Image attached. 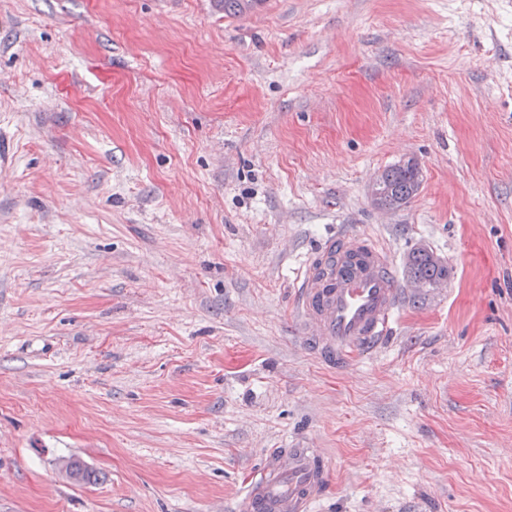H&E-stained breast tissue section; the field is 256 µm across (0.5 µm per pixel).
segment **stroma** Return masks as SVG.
Returning a JSON list of instances; mask_svg holds the SVG:
<instances>
[{"instance_id":"35a3bbf8","label":"stroma","mask_w":512,"mask_h":512,"mask_svg":"<svg viewBox=\"0 0 512 512\" xmlns=\"http://www.w3.org/2000/svg\"><path fill=\"white\" fill-rule=\"evenodd\" d=\"M333 232L406 288L343 370L295 326ZM274 448L313 512H512V0H0V512H228ZM420 169L415 160L413 163L403 162L386 168L381 174L384 193L380 198V203L395 209L410 202L420 189ZM383 186L377 178L373 181L371 185L372 198H377L382 194ZM411 278L422 284H431L442 276L448 275V269L439 265L428 251L413 252L408 258Z\"/></svg>"}]
</instances>
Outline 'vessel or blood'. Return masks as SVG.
<instances>
[{
    "label": "vessel or blood",
    "mask_w": 512,
    "mask_h": 512,
    "mask_svg": "<svg viewBox=\"0 0 512 512\" xmlns=\"http://www.w3.org/2000/svg\"><path fill=\"white\" fill-rule=\"evenodd\" d=\"M404 286L372 238L332 234L299 277L295 306L306 348L343 368L393 332ZM332 469L316 448H275L242 483L232 512H311L328 491Z\"/></svg>",
    "instance_id": "vessel-or-blood-1"
}]
</instances>
